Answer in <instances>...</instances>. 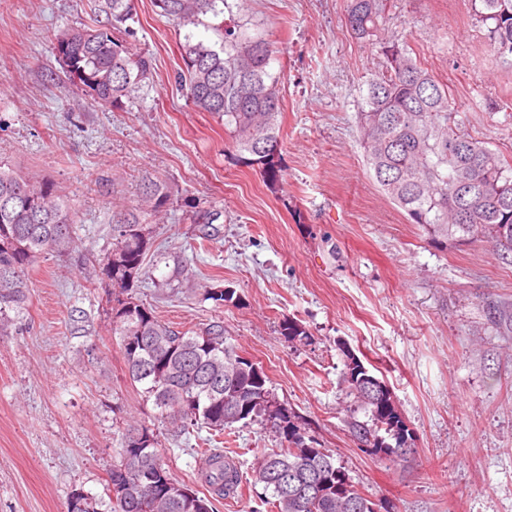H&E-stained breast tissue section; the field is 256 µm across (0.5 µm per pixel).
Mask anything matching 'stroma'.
Here are the masks:
<instances>
[{"label": "stroma", "mask_w": 512, "mask_h": 512, "mask_svg": "<svg viewBox=\"0 0 512 512\" xmlns=\"http://www.w3.org/2000/svg\"><path fill=\"white\" fill-rule=\"evenodd\" d=\"M224 20L276 41L283 178L242 165L221 120L174 84L185 28L137 0L130 43L151 72L115 105L71 85L57 37L96 25L95 0H0V162L47 179L76 213L83 249L41 256L28 306L0 331V512H67L102 495L121 431L153 430L171 475L200 489L212 443L240 473L217 512H261L255 479L279 440L244 420L218 438L171 435L126 374L107 283L94 265L145 174L170 190L138 297L183 331L213 324L261 366L305 438L333 452L387 512H512V263L486 240L433 242L370 175L356 114L381 69L345 0H229ZM386 26L447 85L465 129L512 160V71L490 54L469 0H385ZM236 289L240 304L211 300ZM307 332L291 342L285 319ZM391 389L412 435L407 461L362 452L344 426L343 348Z\"/></svg>", "instance_id": "1"}]
</instances>
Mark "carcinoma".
Returning a JSON list of instances; mask_svg holds the SVG:
<instances>
[{"label": "carcinoma", "instance_id": "cac0c4a2", "mask_svg": "<svg viewBox=\"0 0 512 512\" xmlns=\"http://www.w3.org/2000/svg\"><path fill=\"white\" fill-rule=\"evenodd\" d=\"M104 21L72 28L56 42L55 55L72 85L104 104L113 105L136 91L150 73L151 60L131 51L113 31L130 29L134 0H99ZM488 24L496 60L512 70V0H477ZM161 15L182 26H198L231 9L228 0H155ZM347 25L359 42L378 37L386 24L383 0H347ZM221 42L206 43L185 35L180 44L184 68L176 83L195 108L224 121L244 161L266 181L282 177L281 95L270 72L275 42L237 26L219 24ZM384 69L367 80L358 126L367 167L381 191L411 224L422 225L438 243L488 238L502 259L512 263V163L472 137L455 119L448 86L437 81L396 38L379 41ZM469 174L470 192L455 189L458 175ZM168 186L144 179L137 204L119 214L115 242L99 269L117 295L112 297V326L120 336L131 384L153 400L173 429L201 426L214 433L243 421L270 425L280 446L265 453L256 480L272 491L276 512H381L326 448L305 442L288 409L267 387L268 377L240 356L224 338V327L183 332L159 320L136 297L143 264L151 250L146 225L166 211ZM71 208L53 183L32 182L19 169L0 164V330L28 302L29 269L43 254L79 248ZM290 341L307 338L293 320L282 324ZM344 383L355 409L346 420L364 452L393 462L407 459L402 443L410 439L391 390L349 348ZM367 420L362 421L358 412ZM148 428L128 425L122 433L118 462L109 470L112 491L79 495L76 512H216L215 501L237 492L240 476L224 454L207 450L200 480L206 493L188 496L158 451ZM136 460L126 468L125 458Z\"/></svg>", "mask_w": 512, "mask_h": 512}]
</instances>
